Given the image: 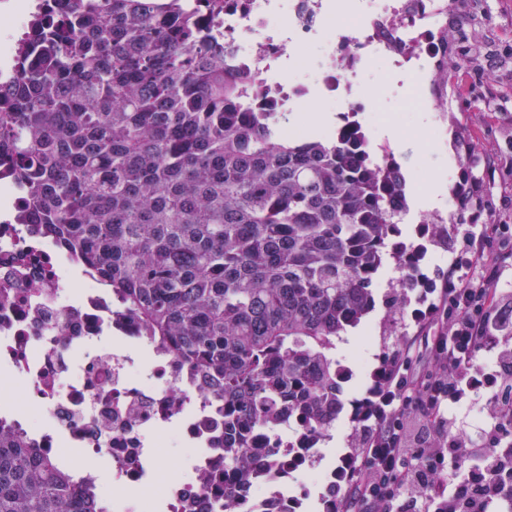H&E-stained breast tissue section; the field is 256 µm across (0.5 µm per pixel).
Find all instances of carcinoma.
Masks as SVG:
<instances>
[{
  "instance_id": "carcinoma-1",
  "label": "carcinoma",
  "mask_w": 512,
  "mask_h": 512,
  "mask_svg": "<svg viewBox=\"0 0 512 512\" xmlns=\"http://www.w3.org/2000/svg\"><path fill=\"white\" fill-rule=\"evenodd\" d=\"M31 18L0 76V168L34 231L75 254L224 401V457L342 407L336 338L362 323L407 209L365 145L285 137L278 89L224 50L192 0H66ZM94 485L0 420V512H93Z\"/></svg>"
}]
</instances>
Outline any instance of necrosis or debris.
Masks as SVG:
<instances>
[{
    "label": "necrosis or debris",
    "mask_w": 512,
    "mask_h": 512,
    "mask_svg": "<svg viewBox=\"0 0 512 512\" xmlns=\"http://www.w3.org/2000/svg\"><path fill=\"white\" fill-rule=\"evenodd\" d=\"M31 0L0 7V59H11ZM454 0H224L205 14L224 48L271 73L289 62L280 94L294 106L317 94L345 134L368 131L373 92L360 79L376 62L407 88L408 104L440 112L441 80L470 89L448 55ZM22 200L0 176V418L101 491V512H333L346 463L317 469L323 443L302 422L252 429L254 479L225 476L224 405L177 355L151 344L138 322L54 240L30 232Z\"/></svg>",
    "instance_id": "4bbe7bcc"
}]
</instances>
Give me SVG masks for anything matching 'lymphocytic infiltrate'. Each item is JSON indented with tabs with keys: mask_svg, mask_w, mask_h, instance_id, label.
<instances>
[{
	"mask_svg": "<svg viewBox=\"0 0 512 512\" xmlns=\"http://www.w3.org/2000/svg\"><path fill=\"white\" fill-rule=\"evenodd\" d=\"M512 233L482 224L462 240L463 258L449 265L443 285L412 313L426 336L428 367L415 354L394 352L378 370L357 415L361 438L338 504L372 512H491L512 496V293L476 287L467 268H488L493 246ZM491 393L481 411L492 421L478 442L463 439L450 410L478 385Z\"/></svg>",
	"mask_w": 512,
	"mask_h": 512,
	"instance_id": "1",
	"label": "lymphocytic infiltrate"
}]
</instances>
